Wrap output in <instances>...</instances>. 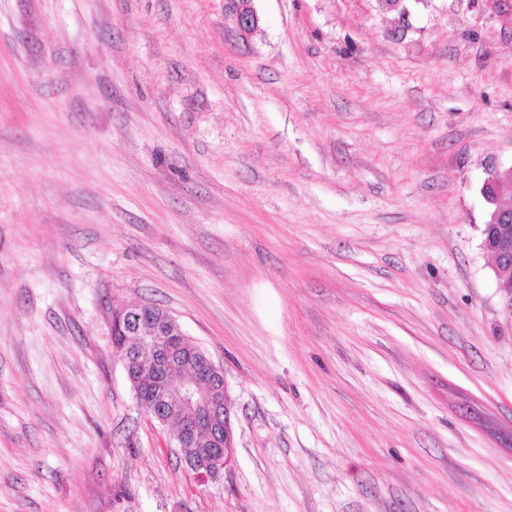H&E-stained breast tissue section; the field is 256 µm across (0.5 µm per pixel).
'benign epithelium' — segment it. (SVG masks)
Here are the masks:
<instances>
[{"label":"benign epithelium","mask_w":512,"mask_h":512,"mask_svg":"<svg viewBox=\"0 0 512 512\" xmlns=\"http://www.w3.org/2000/svg\"><path fill=\"white\" fill-rule=\"evenodd\" d=\"M224 11L243 39L260 28L261 16L255 0H224ZM511 171L512 166L489 169L481 187L482 196L486 198L491 192L500 197L502 174ZM482 248L493 258L498 288L512 305V207L495 205L490 221L483 225ZM148 319L153 324L151 337L143 342L135 356L139 373L136 399L161 425L170 421L168 413L177 415V431L170 436L174 447L199 444L224 449L222 455L205 452L186 460L199 484L218 483L235 463L233 403L224 371L201 350L193 356L196 378L184 384L173 383L163 375L165 348L183 342L188 335L171 315L151 319L145 306L127 305L120 316L112 320V328L138 335L141 324Z\"/></svg>","instance_id":"1"}]
</instances>
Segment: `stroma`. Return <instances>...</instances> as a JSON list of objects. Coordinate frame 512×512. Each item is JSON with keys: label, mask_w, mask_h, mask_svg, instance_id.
Listing matches in <instances>:
<instances>
[{"label": "stroma", "mask_w": 512, "mask_h": 512, "mask_svg": "<svg viewBox=\"0 0 512 512\" xmlns=\"http://www.w3.org/2000/svg\"><path fill=\"white\" fill-rule=\"evenodd\" d=\"M0 0V512H512V0ZM224 370L196 483L112 312ZM224 11L243 39H247L260 28L261 16L255 0H225ZM511 171L512 166L492 167L487 171L481 194L487 202L488 190H491L496 200L493 202L495 209L490 221L483 225L481 245L493 258L498 288L512 305V207H503L498 204L500 195L506 190H511L509 186L499 188L502 174Z\"/></svg>", "instance_id": "stroma-1"}]
</instances>
